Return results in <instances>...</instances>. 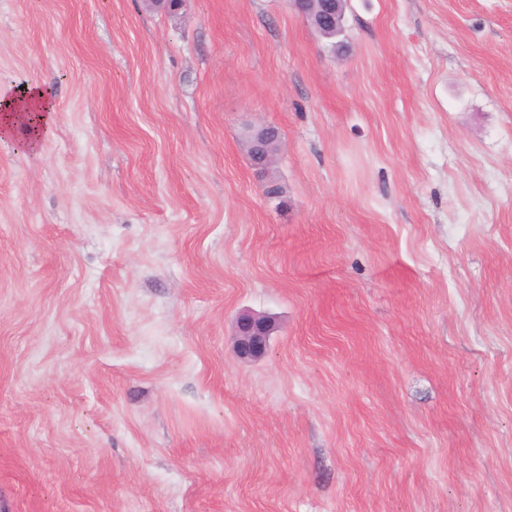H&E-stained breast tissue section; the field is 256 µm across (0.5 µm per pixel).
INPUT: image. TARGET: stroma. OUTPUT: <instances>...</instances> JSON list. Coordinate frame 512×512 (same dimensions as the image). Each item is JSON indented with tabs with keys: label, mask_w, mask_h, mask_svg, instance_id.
<instances>
[{
	"label": "stroma",
	"mask_w": 512,
	"mask_h": 512,
	"mask_svg": "<svg viewBox=\"0 0 512 512\" xmlns=\"http://www.w3.org/2000/svg\"><path fill=\"white\" fill-rule=\"evenodd\" d=\"M345 20L0 0V512H512V0ZM30 112L34 119H28ZM55 112L54 95L44 83H29L17 95L0 97V140L25 142L28 150L35 151L54 125ZM274 126H260L248 133V154L251 166L256 174L263 180L264 193L268 198H275L272 190L278 188L276 183H268L266 174L275 160L274 148L278 146L279 132L273 135ZM274 317L244 311L235 321L234 339L237 354L242 359L262 357L268 347L270 336L276 331Z\"/></svg>",
	"instance_id": "1"
}]
</instances>
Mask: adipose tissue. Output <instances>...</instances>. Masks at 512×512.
I'll list each match as a JSON object with an SVG mask.
<instances>
[{
	"label": "adipose tissue",
	"mask_w": 512,
	"mask_h": 512,
	"mask_svg": "<svg viewBox=\"0 0 512 512\" xmlns=\"http://www.w3.org/2000/svg\"><path fill=\"white\" fill-rule=\"evenodd\" d=\"M51 89L43 83L27 84L19 94L0 97V140L21 139L37 149L55 123Z\"/></svg>",
	"instance_id": "ef3b65f1"
}]
</instances>
